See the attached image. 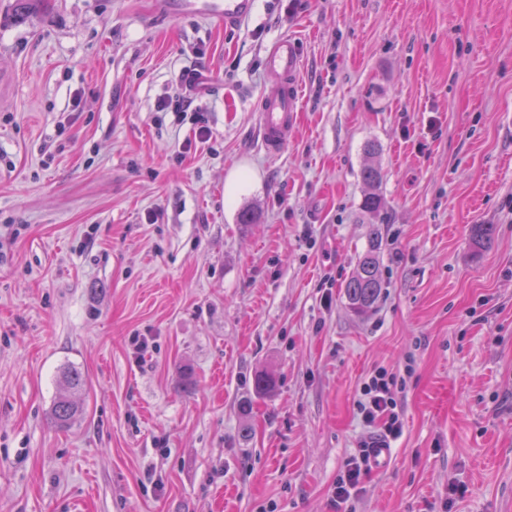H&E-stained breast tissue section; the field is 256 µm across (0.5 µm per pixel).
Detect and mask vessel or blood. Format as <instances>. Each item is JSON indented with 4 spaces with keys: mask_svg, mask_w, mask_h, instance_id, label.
Listing matches in <instances>:
<instances>
[{
    "mask_svg": "<svg viewBox=\"0 0 512 512\" xmlns=\"http://www.w3.org/2000/svg\"><path fill=\"white\" fill-rule=\"evenodd\" d=\"M166 8L174 13L194 11L234 29L251 17L254 0H167ZM265 69L271 82L258 102V126L265 150L277 154L292 137L300 110L301 59L297 43L287 37L273 43L265 56ZM181 84L188 95L207 94L215 87L212 74L203 68L186 70Z\"/></svg>",
    "mask_w": 512,
    "mask_h": 512,
    "instance_id": "b4317fda",
    "label": "vessel or blood"
}]
</instances>
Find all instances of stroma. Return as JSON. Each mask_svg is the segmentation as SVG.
Masks as SVG:
<instances>
[{
	"label": "stroma",
	"mask_w": 512,
	"mask_h": 512,
	"mask_svg": "<svg viewBox=\"0 0 512 512\" xmlns=\"http://www.w3.org/2000/svg\"><path fill=\"white\" fill-rule=\"evenodd\" d=\"M284 36L301 112L271 155ZM195 66L220 90L178 123ZM370 141L384 288L358 317ZM0 249V512H337L378 369L403 431L350 512H512V0H255L231 31L0 0ZM271 82L257 106L258 126L265 150L279 154L297 126L300 112L301 59L297 43L283 37L273 43L265 56ZM60 383L62 392L55 398L51 414L59 427H67L82 412L75 395L84 389L86 381L80 371L68 369Z\"/></svg>",
	"instance_id": "stroma-1"
}]
</instances>
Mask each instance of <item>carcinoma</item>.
Listing matches in <instances>:
<instances>
[{"instance_id": "carcinoma-1", "label": "carcinoma", "mask_w": 512, "mask_h": 512, "mask_svg": "<svg viewBox=\"0 0 512 512\" xmlns=\"http://www.w3.org/2000/svg\"><path fill=\"white\" fill-rule=\"evenodd\" d=\"M365 154L369 158V162L362 168V180L368 187V192L362 199L361 211L368 217L369 224H371V245L370 249L359 259L343 285L344 296L349 308L360 316L372 311L383 288L377 255L379 228L374 223L382 206V198L377 193V186L380 182V170L376 162L378 148L370 143L365 148ZM85 384L86 381L80 371L68 369L63 373L62 392L55 398L52 407V418L58 426H69L82 412L75 395L84 389Z\"/></svg>"}]
</instances>
